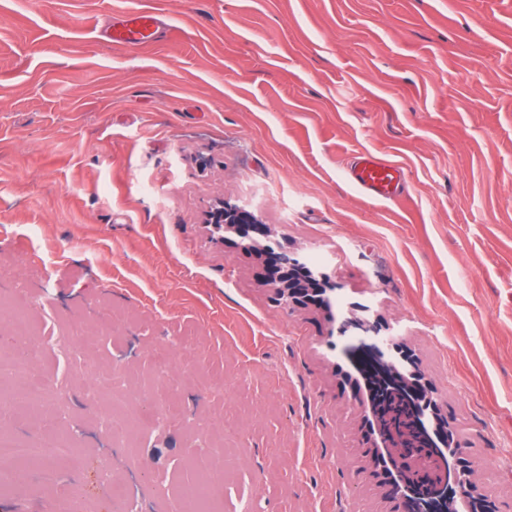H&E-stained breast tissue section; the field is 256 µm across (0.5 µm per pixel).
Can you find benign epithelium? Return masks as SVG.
I'll return each instance as SVG.
<instances>
[{
  "label": "benign epithelium",
  "mask_w": 512,
  "mask_h": 512,
  "mask_svg": "<svg viewBox=\"0 0 512 512\" xmlns=\"http://www.w3.org/2000/svg\"><path fill=\"white\" fill-rule=\"evenodd\" d=\"M207 223L214 243H224V233L233 232L245 238L243 248L250 251L255 242L247 239L246 229H256L267 239L275 233L274 226L260 224L245 208L224 201L210 212ZM265 253L270 255L268 264L283 274L269 280L278 299L290 309L314 306L306 297L305 284L292 278L300 254L274 249ZM352 328L361 334L350 337L346 354L369 390L368 399L357 401L361 424L371 426L366 453L376 467L383 456L392 465L384 472L382 489L395 504L393 512H447L452 490L470 500L479 491L480 467L465 444L440 446L428 421H440L443 409L431 391L396 378L395 336L380 335L381 328L374 321L361 324L350 318L336 326V334L344 335Z\"/></svg>",
  "instance_id": "benign-epithelium-1"
}]
</instances>
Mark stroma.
Here are the masks:
<instances>
[{
    "mask_svg": "<svg viewBox=\"0 0 512 512\" xmlns=\"http://www.w3.org/2000/svg\"><path fill=\"white\" fill-rule=\"evenodd\" d=\"M137 12L153 35L112 42ZM362 152L402 167L401 197L348 180ZM219 199L319 256L330 312H288L237 235L211 243ZM18 276L76 452L0 462V512H121L103 467L170 512L198 415L239 450L224 512H389L327 334L358 304L512 512V0H0V317ZM164 349L182 417L116 450L100 414L151 405L108 376L150 381Z\"/></svg>",
    "mask_w": 512,
    "mask_h": 512,
    "instance_id": "35a3bbf8",
    "label": "stroma"
}]
</instances>
